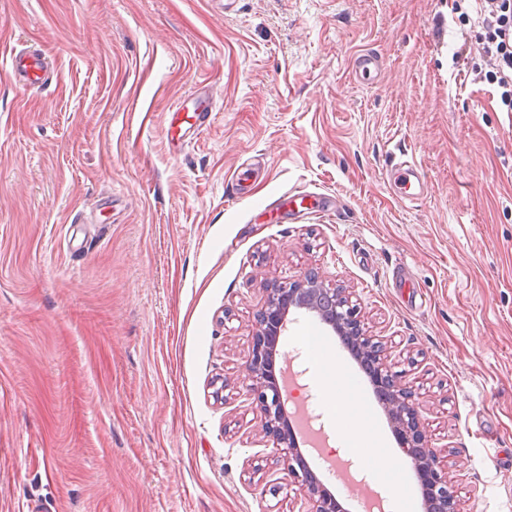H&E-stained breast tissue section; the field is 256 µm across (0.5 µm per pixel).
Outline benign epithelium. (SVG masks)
<instances>
[{
	"label": "benign epithelium",
	"instance_id": "obj_1",
	"mask_svg": "<svg viewBox=\"0 0 512 512\" xmlns=\"http://www.w3.org/2000/svg\"><path fill=\"white\" fill-rule=\"evenodd\" d=\"M264 299L256 313L252 346L244 369L257 392L261 427L275 449L282 466L285 486L297 487L311 503L309 512H345L335 495L311 469L299 445L300 433L286 411L282 386L269 372L276 360L277 341L287 330L293 310H304L347 339L359 352L356 360L372 372L379 403L398 438L403 452L417 471L423 495L424 512H463L454 485L448 476L447 455L442 449L424 446L420 429L423 405L412 386L400 379L386 355L382 339L370 333L365 318L352 303L345 288H331L325 275L305 272L292 282H263Z\"/></svg>",
	"mask_w": 512,
	"mask_h": 512
}]
</instances>
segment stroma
Instances as JSON below:
<instances>
[{
	"label": "stroma",
	"mask_w": 512,
	"mask_h": 512,
	"mask_svg": "<svg viewBox=\"0 0 512 512\" xmlns=\"http://www.w3.org/2000/svg\"><path fill=\"white\" fill-rule=\"evenodd\" d=\"M484 34L452 0H0V512H307L243 366L261 279L309 269L418 387L464 512H512V112L458 56ZM24 48L47 85L9 77ZM198 94L213 113L172 147ZM406 153L414 202L386 177ZM280 350L358 512L402 453L388 419L315 318ZM350 395L386 440L357 461ZM357 402L351 400L333 401L336 421L341 423L339 438L343 445L349 448H373L381 447L382 439L373 435L368 437L352 420L354 411L357 409Z\"/></svg>",
	"instance_id": "1"
}]
</instances>
